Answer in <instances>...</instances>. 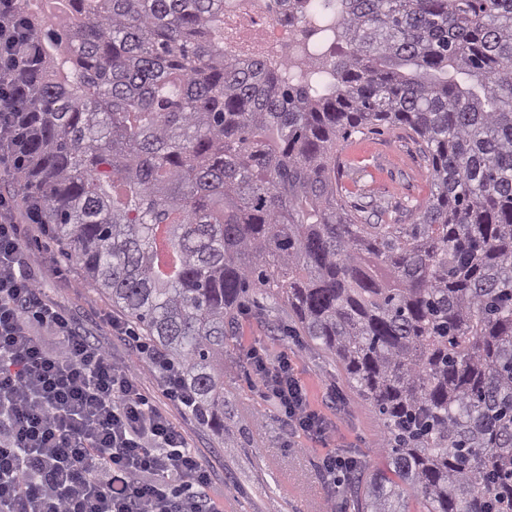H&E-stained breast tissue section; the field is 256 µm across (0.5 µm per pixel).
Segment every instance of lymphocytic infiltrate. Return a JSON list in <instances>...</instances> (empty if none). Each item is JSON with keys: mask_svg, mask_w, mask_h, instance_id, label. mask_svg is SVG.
Instances as JSON below:
<instances>
[{"mask_svg": "<svg viewBox=\"0 0 512 512\" xmlns=\"http://www.w3.org/2000/svg\"><path fill=\"white\" fill-rule=\"evenodd\" d=\"M21 0H0V130L19 104L8 87L33 37ZM27 224L0 197V512H223L211 472L155 408L129 364L43 298ZM286 425L324 434L290 360L261 379Z\"/></svg>", "mask_w": 512, "mask_h": 512, "instance_id": "f902f5d3", "label": "lymphocytic infiltrate"}]
</instances>
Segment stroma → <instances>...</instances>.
<instances>
[{
    "mask_svg": "<svg viewBox=\"0 0 512 512\" xmlns=\"http://www.w3.org/2000/svg\"><path fill=\"white\" fill-rule=\"evenodd\" d=\"M337 149L341 166L364 169L359 181L363 193L349 197V205H363L369 196L387 207L390 217L415 223L416 207L428 192L429 171L406 129L383 125L353 134ZM71 251V246L48 240L33 248L44 296L72 315L116 360L133 366L146 395L209 464L210 493L223 500L224 512H326L319 469L329 448L368 466L379 465L382 427L372 404L347 386L331 356L308 346L303 337L287 335L273 316L252 308L240 315L237 335L224 351V431L200 425L162 396L152 365L113 334L108 322L117 310L88 281ZM253 347L272 362L288 356L312 409L330 424L325 439L283 425L259 386L248 355Z\"/></svg>",
    "mask_w": 512,
    "mask_h": 512,
    "instance_id": "35a3bbf8",
    "label": "stroma"
}]
</instances>
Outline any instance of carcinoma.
<instances>
[{"instance_id":"carcinoma-1","label":"carcinoma","mask_w":512,"mask_h":512,"mask_svg":"<svg viewBox=\"0 0 512 512\" xmlns=\"http://www.w3.org/2000/svg\"><path fill=\"white\" fill-rule=\"evenodd\" d=\"M39 2L19 190L195 418L224 433V348L262 291L378 413L353 512H512V0H294L308 34L271 60L224 51L226 0H67L61 25ZM384 124L431 161L413 224L336 183L337 142Z\"/></svg>"}]
</instances>
